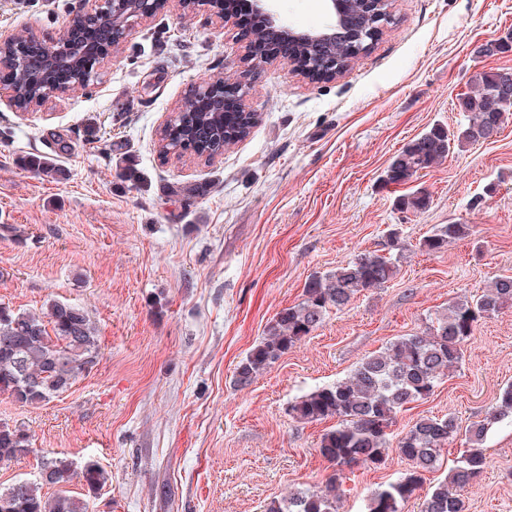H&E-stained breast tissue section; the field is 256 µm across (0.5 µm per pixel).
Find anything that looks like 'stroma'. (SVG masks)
Masks as SVG:
<instances>
[{"mask_svg": "<svg viewBox=\"0 0 512 512\" xmlns=\"http://www.w3.org/2000/svg\"><path fill=\"white\" fill-rule=\"evenodd\" d=\"M83 0H0V32L55 38ZM299 29L326 21L322 0H278ZM391 23L343 75L310 79L275 60L258 67L250 135L212 162L159 155V131L190 89L239 75L245 39L207 11L177 4L144 20L100 67L97 82L22 114L0 103V303L83 308L100 356L39 405L0 394V421L27 431L28 453L0 463V487L39 476L59 453L109 474L90 512H264L271 498L339 484V512H367L408 465L336 468L318 452L334 420L298 422L290 403L346 377L400 336L425 331L463 296L512 273V118L407 183L384 173L413 138L466 125L457 107L473 73L512 67V50L475 45L512 31V0H391ZM43 155L61 177L18 165ZM137 185L116 172L125 157ZM205 182L185 200L181 187ZM430 198L402 212V196ZM470 236L425 251L434 227ZM399 256L396 276L364 291L246 389L240 361L266 325L298 303L311 276L365 251ZM512 384V309L481 320L433 395L397 417L483 419ZM489 466L464 492L468 512H512V421L482 443Z\"/></svg>", "mask_w": 512, "mask_h": 512, "instance_id": "1", "label": "stroma"}]
</instances>
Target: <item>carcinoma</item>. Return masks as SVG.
Instances as JSON below:
<instances>
[{
    "instance_id": "1",
    "label": "carcinoma",
    "mask_w": 512,
    "mask_h": 512,
    "mask_svg": "<svg viewBox=\"0 0 512 512\" xmlns=\"http://www.w3.org/2000/svg\"><path fill=\"white\" fill-rule=\"evenodd\" d=\"M348 26L359 29L350 40H336L329 55L344 67L368 51L367 34L384 19L375 17L362 0H348ZM248 46L258 51L267 46L271 29L252 24L247 33ZM121 34L109 37V30L87 28L75 37L64 31L58 44L64 52V64L40 82L31 80L32 68L39 56L36 42L20 39L0 55V80L18 86V109L28 111L29 103L45 94L54 83H90L95 78V55ZM289 59L296 69L315 78L321 67L318 53L299 44ZM512 69L503 67L472 75L473 92L458 99V107L470 113L469 122L454 133L433 127L410 140L392 159L385 182H406L418 172L445 159L452 146L464 147L487 141L488 131H500L512 114V104L497 99L503 75ZM224 79L205 83L209 91L189 94L180 112L160 132L161 157L190 155L211 161L214 157L246 139L255 125L252 112H225L219 107ZM25 165L58 177L64 169L50 160L31 156ZM430 198L414 193L399 199V205L422 212ZM470 234L467 224H442L423 239L422 248L439 252L451 241ZM398 260L377 250L357 255L323 276H313L303 288L302 300L282 309L265 327L261 341L237 367L235 384L244 389L280 357L307 338L323 323L332 310L346 308L357 294L380 288L394 278ZM512 308V274H502L490 289L478 296H465L448 305V310L422 334L399 336L383 350L367 356L351 373L336 383L316 389L288 406V415L303 422L328 418L339 424L323 434L319 453L337 467L352 464L380 466L391 447V427L398 413L409 404L429 398L437 384L462 360V347L473 336L479 320ZM99 356V338L89 314L82 308L51 301L41 312H20L0 304V393L17 402L37 405L65 391L79 375L93 367ZM512 418V385L503 389L490 416L472 423L460 432L454 416L418 418L396 444L399 456L409 465L398 481L375 492L368 512H402L403 506L421 487L423 475L437 468L449 442L464 434L469 448L454 460L448 474L430 487L421 504V512H466L464 489L488 467L480 445L493 420ZM30 437L19 426L0 424V461L12 460L28 452ZM74 474L73 462L66 457L43 459L40 479L18 481L0 488V512H89L87 500L60 491L54 496L42 493L45 485H63ZM79 476L88 493L99 491L108 481L107 472L94 460L80 467ZM265 512H339L336 478L317 489H305L273 499Z\"/></svg>"
}]
</instances>
